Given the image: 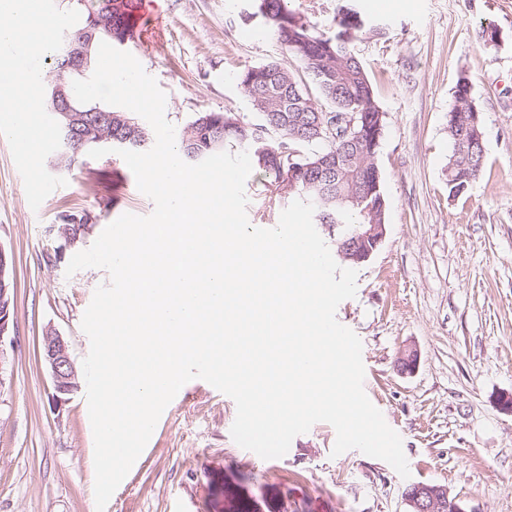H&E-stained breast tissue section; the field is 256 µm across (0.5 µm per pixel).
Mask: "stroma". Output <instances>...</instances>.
<instances>
[{"label":"stroma","instance_id":"1","mask_svg":"<svg viewBox=\"0 0 512 512\" xmlns=\"http://www.w3.org/2000/svg\"><path fill=\"white\" fill-rule=\"evenodd\" d=\"M145 18L125 44L166 94L165 116L183 135L201 112L258 116L242 71L271 60L300 64L269 32L256 0H136ZM367 20L353 43L386 113L378 166L386 236L356 265L357 294L338 322L362 342L364 390L402 438L410 475L352 449L332 456L325 422L265 460L238 448L236 405L194 379L160 417L152 438L105 512H409L411 484L447 489L466 512H512V0H290L318 27L340 6ZM472 81L486 164L460 198L448 195V112L460 76ZM39 209H31L0 135V247L13 258L14 327L0 339V512H96L94 439L87 389L53 402L42 358L47 329L75 365L90 349L81 320L107 271L67 274L120 215H149L121 156L80 153ZM253 170L245 192L255 227L278 224L285 205ZM91 227L73 245L57 233L70 215ZM407 348L414 372L400 373Z\"/></svg>","mask_w":512,"mask_h":512}]
</instances>
